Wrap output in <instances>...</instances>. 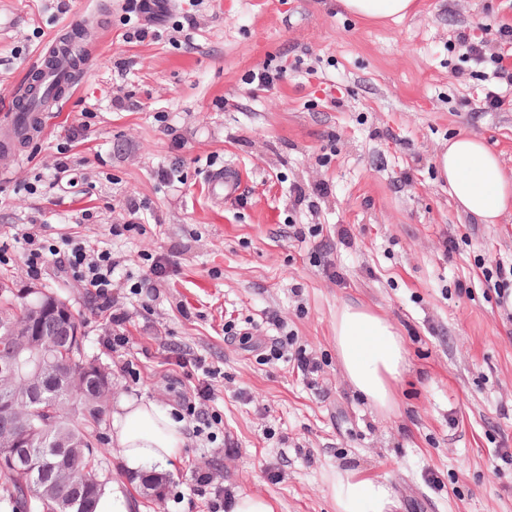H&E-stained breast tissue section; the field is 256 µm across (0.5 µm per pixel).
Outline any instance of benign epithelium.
Returning a JSON list of instances; mask_svg holds the SVG:
<instances>
[{
    "mask_svg": "<svg viewBox=\"0 0 512 512\" xmlns=\"http://www.w3.org/2000/svg\"><path fill=\"white\" fill-rule=\"evenodd\" d=\"M28 294V319L9 326L15 355L0 363V459L24 475L32 474L37 464L35 446L44 440V432L24 426L18 406L30 413L42 411L50 386L83 403L110 396V380L99 363L78 369L59 363V337H79L69 303L56 296L44 298L41 288H30ZM39 485L40 493L47 495L60 487L77 490L81 480L69 469L52 465L40 472Z\"/></svg>",
    "mask_w": 512,
    "mask_h": 512,
    "instance_id": "benign-epithelium-1",
    "label": "benign epithelium"
}]
</instances>
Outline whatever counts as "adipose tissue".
Masks as SVG:
<instances>
[{"mask_svg":"<svg viewBox=\"0 0 512 512\" xmlns=\"http://www.w3.org/2000/svg\"><path fill=\"white\" fill-rule=\"evenodd\" d=\"M349 14L369 21L397 20L415 9V0H339ZM439 178L459 211L482 224H497L512 213V178L483 138L460 133L435 155ZM336 354L354 391L381 412L395 406V388L406 369V350L394 326L374 311L343 304L334 325ZM112 442L123 467L134 475L167 467L186 439L183 421L149 400L120 399L112 415ZM336 512H397L398 496L384 480L355 472L329 479Z\"/></svg>","mask_w":512,"mask_h":512,"instance_id":"obj_1","label":"adipose tissue"}]
</instances>
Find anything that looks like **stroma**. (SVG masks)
<instances>
[{
  "label": "stroma",
  "mask_w": 512,
  "mask_h": 512,
  "mask_svg": "<svg viewBox=\"0 0 512 512\" xmlns=\"http://www.w3.org/2000/svg\"><path fill=\"white\" fill-rule=\"evenodd\" d=\"M130 2L0 0V106L73 30L94 53L46 128L0 151V281L19 297H69L113 398L185 421L162 499L105 456L134 512H231L240 493L275 512H334L327 477L339 469L388 481L398 512H512V308L478 274L512 264V215L476 223L435 165L468 131L512 172V88L500 111L479 108L499 84L496 30L512 27V0H418L387 25L338 0H168L146 14ZM462 31L485 44L484 64ZM62 156L69 172L54 167ZM223 167L241 174L235 198L210 186ZM28 234L110 251L121 322L93 314L56 262L30 276L18 259ZM346 302L404 338L391 413L343 376L334 324ZM287 334L316 377L270 358Z\"/></svg>",
  "instance_id": "1"
}]
</instances>
